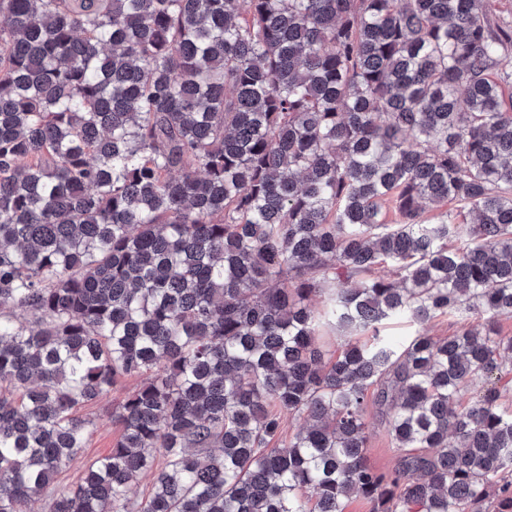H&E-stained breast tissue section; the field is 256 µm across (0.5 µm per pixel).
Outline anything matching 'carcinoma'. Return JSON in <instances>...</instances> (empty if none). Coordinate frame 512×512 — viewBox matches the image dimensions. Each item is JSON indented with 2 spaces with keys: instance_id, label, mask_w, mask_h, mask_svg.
<instances>
[{
  "instance_id": "carcinoma-1",
  "label": "carcinoma",
  "mask_w": 512,
  "mask_h": 512,
  "mask_svg": "<svg viewBox=\"0 0 512 512\" xmlns=\"http://www.w3.org/2000/svg\"><path fill=\"white\" fill-rule=\"evenodd\" d=\"M511 86L495 0H0V512L141 376L49 512H512ZM472 316L462 314H446L436 317L431 323L422 327L404 320L389 321L382 329L384 334L407 340L419 333L426 332L436 338H444L460 332L472 324H476ZM142 382V378H130L120 381L108 394L97 403L84 408L80 414L87 415L95 422V431L87 446L71 461L57 477L55 486L75 482L81 475L84 466L100 457L107 455L117 440L120 429L112 424V405L116 404ZM369 440L368 448H366V457L368 462L381 471H389L393 469L397 463L398 455L396 449L392 447L389 437L387 436L382 418L369 408Z\"/></svg>"
}]
</instances>
